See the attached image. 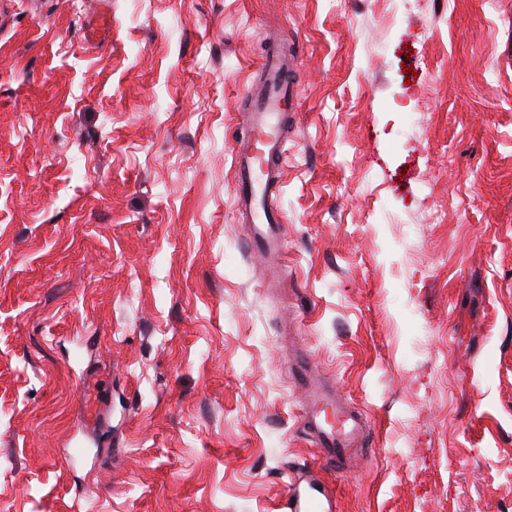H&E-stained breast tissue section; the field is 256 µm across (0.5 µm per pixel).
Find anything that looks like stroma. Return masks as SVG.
Masks as SVG:
<instances>
[{"label":"stroma","mask_w":512,"mask_h":512,"mask_svg":"<svg viewBox=\"0 0 512 512\" xmlns=\"http://www.w3.org/2000/svg\"><path fill=\"white\" fill-rule=\"evenodd\" d=\"M276 44L265 256L234 149ZM307 467L335 512H512V0H0V512H278ZM326 408H330L336 417L332 425L321 418ZM302 422L316 438L326 462L335 467L344 463L346 450L359 438L364 427L361 417L354 411L343 407L331 396L317 392L312 394Z\"/></svg>","instance_id":"obj_1"}]
</instances>
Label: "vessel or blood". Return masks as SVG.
I'll use <instances>...</instances> for the list:
<instances>
[{
	"label": "vessel or blood",
	"mask_w": 512,
	"mask_h": 512,
	"mask_svg": "<svg viewBox=\"0 0 512 512\" xmlns=\"http://www.w3.org/2000/svg\"><path fill=\"white\" fill-rule=\"evenodd\" d=\"M290 70L281 54H272L263 69L265 91L251 106L253 132L262 138L260 144L267 162L266 175H259L250 146H241L234 155L239 183L237 208L250 224L254 243L267 242L274 224L281 217L266 206V191L276 174L282 141V115L295 101L290 86ZM302 422L316 438L326 462L338 465L344 462L345 452L363 431L361 417L343 407L329 395L313 393ZM286 512H334L335 499L329 487L312 471L294 473L284 504Z\"/></svg>",
	"instance_id": "1"
}]
</instances>
